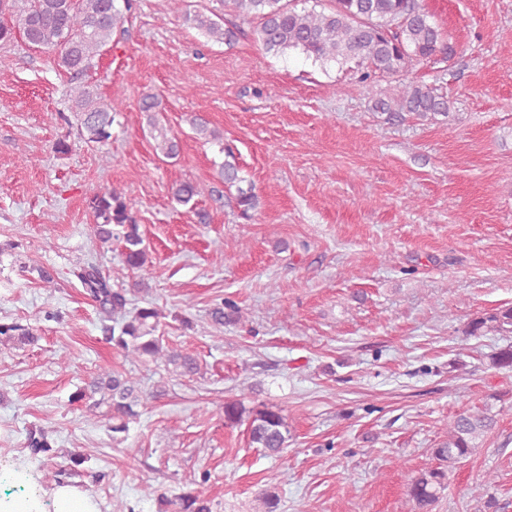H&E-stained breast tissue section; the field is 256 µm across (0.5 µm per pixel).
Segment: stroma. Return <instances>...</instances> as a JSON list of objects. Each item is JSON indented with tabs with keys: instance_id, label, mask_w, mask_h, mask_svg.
Returning a JSON list of instances; mask_svg holds the SVG:
<instances>
[{
	"instance_id": "stroma-1",
	"label": "stroma",
	"mask_w": 512,
	"mask_h": 512,
	"mask_svg": "<svg viewBox=\"0 0 512 512\" xmlns=\"http://www.w3.org/2000/svg\"><path fill=\"white\" fill-rule=\"evenodd\" d=\"M136 3L90 77L125 104L104 146L79 139L70 78L50 54L0 42V323L39 336L0 344V504L35 492L54 512L51 476L78 453L75 482L101 512H165L162 497L200 481L214 512H255L274 466L278 512H414L407 480L435 466L443 423L497 393V428L449 471L432 512H485L490 497L512 512V370L488 365L502 337L462 334L474 315L512 304V0H424L455 54L408 77L446 93L448 116L396 125L372 109L391 79L368 89L350 64L206 41L185 16L222 12L221 0ZM145 90L163 99L177 158L157 156L143 128ZM195 114L233 146L259 197L251 220L217 180L224 156L194 134ZM61 138L64 155L52 150ZM184 180L202 189L196 208L172 198ZM115 187L138 218L151 279L93 234L89 201ZM88 262L130 307L163 311L164 345L193 349L198 374L129 363L103 341L99 307L72 273ZM226 298L247 321L213 323ZM103 363L148 397L126 444L136 456L97 423L107 405L69 402ZM227 397L282 409V462L225 426L215 404ZM34 423L54 441L36 458L25 444Z\"/></svg>"
}]
</instances>
